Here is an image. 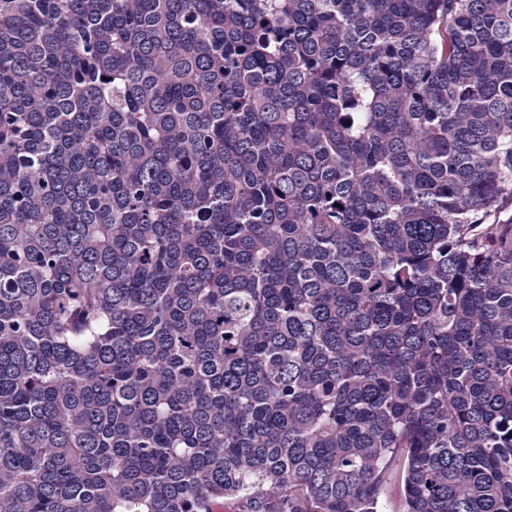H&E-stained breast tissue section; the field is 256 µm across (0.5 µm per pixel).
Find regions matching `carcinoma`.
<instances>
[{
	"mask_svg": "<svg viewBox=\"0 0 512 512\" xmlns=\"http://www.w3.org/2000/svg\"><path fill=\"white\" fill-rule=\"evenodd\" d=\"M512 512V0H0V512Z\"/></svg>",
	"mask_w": 512,
	"mask_h": 512,
	"instance_id": "obj_1",
	"label": "carcinoma"
}]
</instances>
